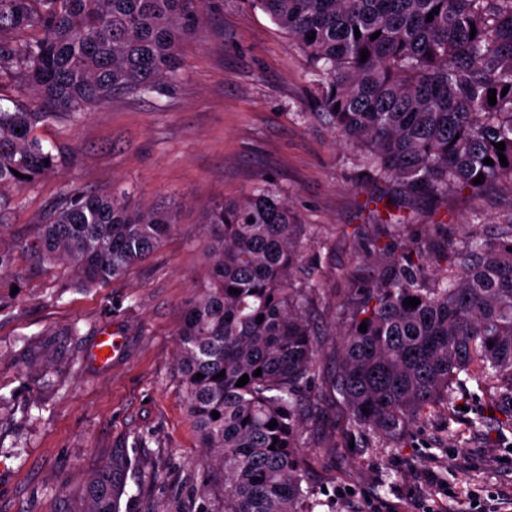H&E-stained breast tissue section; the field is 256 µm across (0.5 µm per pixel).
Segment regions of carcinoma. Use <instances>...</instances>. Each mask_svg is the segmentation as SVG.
Wrapping results in <instances>:
<instances>
[{
  "instance_id": "cac0c4a2",
  "label": "carcinoma",
  "mask_w": 512,
  "mask_h": 512,
  "mask_svg": "<svg viewBox=\"0 0 512 512\" xmlns=\"http://www.w3.org/2000/svg\"><path fill=\"white\" fill-rule=\"evenodd\" d=\"M208 3L0 0V79L32 94L25 108L0 106V186L32 183L58 166L61 154L34 134L38 123L176 80L180 48ZM252 3L306 56L322 115L355 149L363 179L430 203L450 191L512 185V0ZM18 29L37 37L3 41ZM501 141L506 166L494 147ZM487 157L493 165L483 164ZM479 174L482 183H473ZM436 227L427 247L372 240L386 256L387 278L351 297L330 387L354 424L372 434H403L448 408L463 374L512 399V214L493 238L450 243L446 225ZM175 228L174 211L134 205L123 188L78 192L46 216L25 247L45 264L70 269L80 285L101 286L124 276ZM302 231L288 205L265 188L216 203L207 218L211 276L185 308L176 363L202 448L197 492L204 496L218 483L224 512L325 507L303 486L299 453L302 402L318 372L305 312L317 284L294 279ZM413 297L420 304L403 305ZM245 374L248 383L236 386ZM272 420L277 427L270 429ZM129 464L120 451L88 473L70 512H119Z\"/></svg>"
}]
</instances>
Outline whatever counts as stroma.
<instances>
[{
    "label": "stroma",
    "instance_id": "stroma-1",
    "mask_svg": "<svg viewBox=\"0 0 512 512\" xmlns=\"http://www.w3.org/2000/svg\"><path fill=\"white\" fill-rule=\"evenodd\" d=\"M62 150L59 166L21 188L0 187V512H69L85 474L127 451L119 512H224L221 490L196 496L201 450L175 368L176 333L208 280L206 214L213 202L268 187L307 230L301 274L318 285L310 320L320 373L303 402L304 477L336 512H437L472 499L512 512V401L467 382L452 407L378 437L355 428L326 381L337 369L350 286L382 275L371 239L457 242L492 236L512 212V188L451 192L438 208L406 199L384 208L382 186L361 180L354 150L319 113L305 55L250 0H210L181 47L175 85L116 96L75 120L35 130ZM120 186L134 203L174 209L159 249L106 285L80 288L61 267L21 248L51 209L79 191ZM408 218L401 229L389 215ZM78 334H68L70 326ZM120 336L108 364L92 356L100 333Z\"/></svg>",
    "mask_w": 512,
    "mask_h": 512
}]
</instances>
